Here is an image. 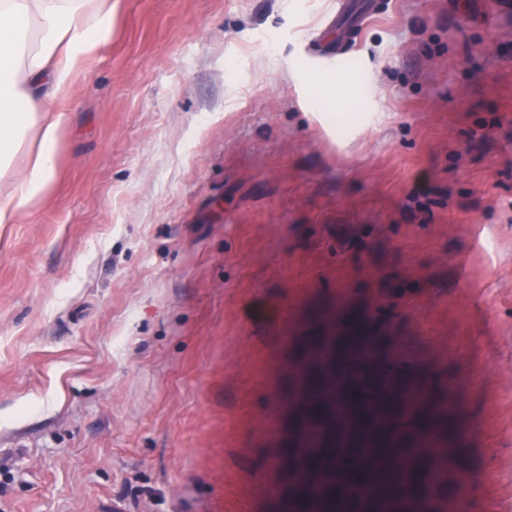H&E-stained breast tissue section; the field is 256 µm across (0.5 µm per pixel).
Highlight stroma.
<instances>
[{
    "label": "stroma",
    "mask_w": 512,
    "mask_h": 512,
    "mask_svg": "<svg viewBox=\"0 0 512 512\" xmlns=\"http://www.w3.org/2000/svg\"><path fill=\"white\" fill-rule=\"evenodd\" d=\"M504 0H112L59 174L0 226V512H277L304 337L386 311L512 512ZM340 43L364 120L315 80Z\"/></svg>",
    "instance_id": "obj_1"
}]
</instances>
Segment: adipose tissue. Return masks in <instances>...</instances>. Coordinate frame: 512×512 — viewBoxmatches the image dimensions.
<instances>
[{"instance_id":"ef3b65f1","label":"adipose tissue","mask_w":512,"mask_h":512,"mask_svg":"<svg viewBox=\"0 0 512 512\" xmlns=\"http://www.w3.org/2000/svg\"><path fill=\"white\" fill-rule=\"evenodd\" d=\"M112 38L111 0H0V224H15L53 183L78 68ZM37 149L24 173L12 163Z\"/></svg>"}]
</instances>
